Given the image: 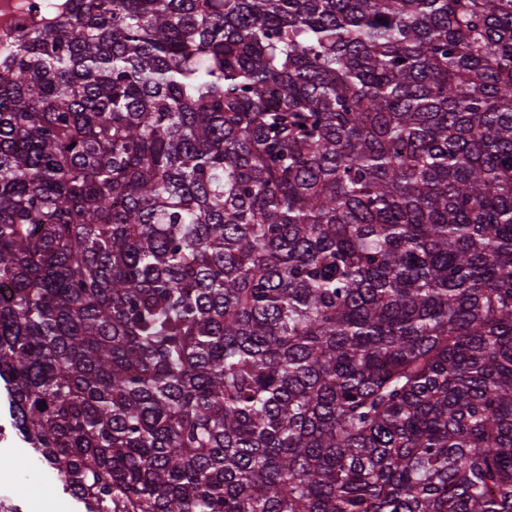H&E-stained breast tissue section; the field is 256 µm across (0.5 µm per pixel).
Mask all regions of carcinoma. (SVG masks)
Returning a JSON list of instances; mask_svg holds the SVG:
<instances>
[{
  "label": "carcinoma",
  "mask_w": 512,
  "mask_h": 512,
  "mask_svg": "<svg viewBox=\"0 0 512 512\" xmlns=\"http://www.w3.org/2000/svg\"><path fill=\"white\" fill-rule=\"evenodd\" d=\"M0 59V383L87 512H512V0H67Z\"/></svg>",
  "instance_id": "cac0c4a2"
}]
</instances>
